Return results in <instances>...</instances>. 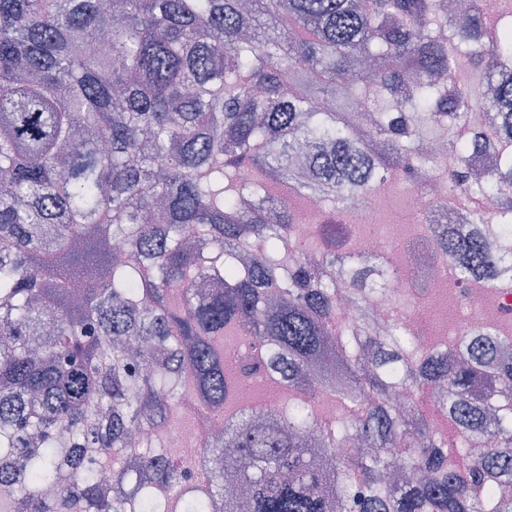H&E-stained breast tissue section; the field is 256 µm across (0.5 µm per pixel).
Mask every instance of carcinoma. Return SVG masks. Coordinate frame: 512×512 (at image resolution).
<instances>
[{
	"label": "carcinoma",
	"mask_w": 512,
	"mask_h": 512,
	"mask_svg": "<svg viewBox=\"0 0 512 512\" xmlns=\"http://www.w3.org/2000/svg\"><path fill=\"white\" fill-rule=\"evenodd\" d=\"M480 2L0 0V512H512L498 339L458 359L337 318L406 274L336 250L352 197L432 176L434 207L512 234V11ZM310 198L333 223L307 245ZM439 233L458 274L512 280L511 251ZM260 374L296 399L237 403ZM200 420L201 418H196L192 424L182 427L174 433L175 440L179 446L177 449L184 458H196L201 451V448H198V439L200 438L198 433L202 428L197 427Z\"/></svg>",
	"instance_id": "cac0c4a2"
}]
</instances>
